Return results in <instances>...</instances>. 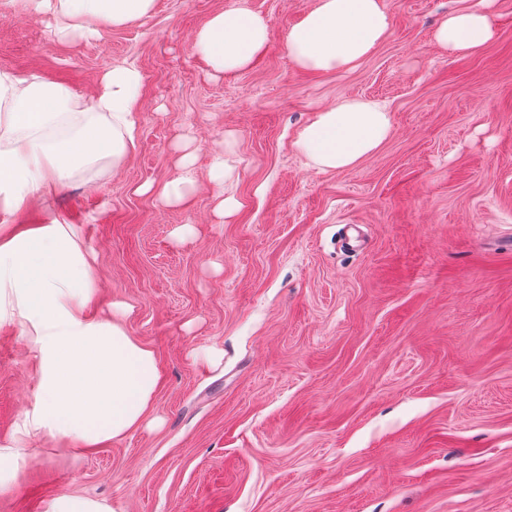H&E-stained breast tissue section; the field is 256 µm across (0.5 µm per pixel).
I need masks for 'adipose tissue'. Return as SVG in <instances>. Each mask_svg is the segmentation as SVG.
Returning a JSON list of instances; mask_svg holds the SVG:
<instances>
[{
	"mask_svg": "<svg viewBox=\"0 0 512 512\" xmlns=\"http://www.w3.org/2000/svg\"><path fill=\"white\" fill-rule=\"evenodd\" d=\"M55 20L56 34L94 37L101 23L121 26L153 12L155 0H24ZM487 0H474L441 20L437 46L477 52L498 35ZM383 0H317L290 25L285 44L301 70L354 69L388 35ZM268 25L242 7L213 14L194 34L193 50L220 74L248 70L264 50ZM140 70L113 67L91 98L36 73L0 70V325L18 329L37 365L33 398L7 443L0 445V492L19 467L21 448L60 439L83 450L122 439L139 428L161 374L153 350L127 327L129 308L91 318L99 290L82 225L54 217L23 230L8 220L69 177L80 163L108 160L120 168L136 148ZM68 128L51 139L50 131ZM391 131L381 100L345 97L315 112L292 146L320 171L355 167Z\"/></svg>",
	"mask_w": 512,
	"mask_h": 512,
	"instance_id": "ef3b65f1",
	"label": "adipose tissue"
}]
</instances>
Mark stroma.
Wrapping results in <instances>:
<instances>
[{"instance_id":"stroma-1","label":"stroma","mask_w":512,"mask_h":512,"mask_svg":"<svg viewBox=\"0 0 512 512\" xmlns=\"http://www.w3.org/2000/svg\"><path fill=\"white\" fill-rule=\"evenodd\" d=\"M316 0H156L144 19L58 40L50 18L0 0V70L91 96L117 64L143 75L138 145L119 169L77 168L13 219L84 227L105 316L161 382L149 418L84 454L41 439L21 451L0 512H45L79 491L114 512H512V0L500 33L448 54L433 34L473 0H384L387 38L355 69H298L284 36ZM267 21L252 68L214 73L192 51L216 12ZM347 96L391 111L388 140L343 171L306 166L292 142ZM225 154L242 208L213 215ZM183 206L139 193L180 176ZM190 225L184 237L176 230ZM17 329L0 327V444L35 388Z\"/></svg>"}]
</instances>
